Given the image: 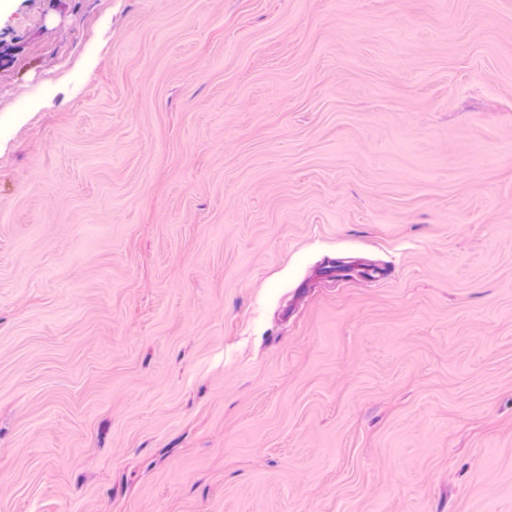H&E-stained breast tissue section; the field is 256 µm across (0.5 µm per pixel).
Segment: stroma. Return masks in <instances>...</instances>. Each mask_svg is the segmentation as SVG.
Returning a JSON list of instances; mask_svg holds the SVG:
<instances>
[{"mask_svg": "<svg viewBox=\"0 0 512 512\" xmlns=\"http://www.w3.org/2000/svg\"><path fill=\"white\" fill-rule=\"evenodd\" d=\"M0 512H512V0H0Z\"/></svg>", "mask_w": 512, "mask_h": 512, "instance_id": "obj_1", "label": "stroma"}]
</instances>
